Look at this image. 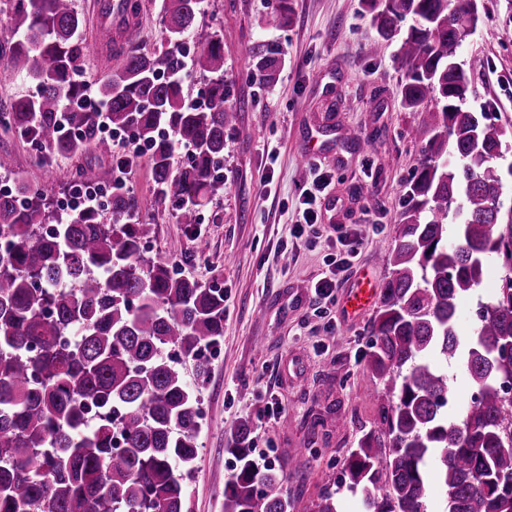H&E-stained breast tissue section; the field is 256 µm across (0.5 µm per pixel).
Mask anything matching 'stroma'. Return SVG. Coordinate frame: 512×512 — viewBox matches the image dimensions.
Listing matches in <instances>:
<instances>
[{"label": "stroma", "mask_w": 512, "mask_h": 512, "mask_svg": "<svg viewBox=\"0 0 512 512\" xmlns=\"http://www.w3.org/2000/svg\"><path fill=\"white\" fill-rule=\"evenodd\" d=\"M277 4L204 0L197 20L196 39L216 33L224 41V82L238 109L216 171L223 193L201 207L197 223L183 224L173 207L154 206L146 155L134 158L127 186L154 226L145 256L224 291V336L206 353L208 379L198 392L202 419L190 512H224V485L237 468L231 449L244 421L257 452L285 469L294 512H314L327 490L337 491L340 512H365L363 492L342 486L341 478L344 458L388 401L366 363L375 313L347 320L340 301L314 299L311 286L336 255L337 225L355 223L363 225L366 244L353 266L385 286L384 252L394 245L418 165L409 130L420 115L403 105V73L392 62L396 43L370 52L376 31L361 0H290L292 21L281 29L266 25ZM478 6L477 28L459 51L473 78L468 105L490 108L510 129L512 0H478ZM10 40L0 22V113L35 90L7 70ZM259 40L285 53L270 87L250 72L248 50ZM348 128L360 130V143L344 140ZM123 152L117 140L106 155L91 149L48 156L0 130V177L21 174L58 200L88 177L108 185ZM318 174L329 182L318 221L296 233L303 193ZM505 274L499 262L487 260L481 288L458 307L461 338L473 334L479 300L494 294ZM271 402L279 404V417L266 415ZM311 441L318 449L311 467L288 471Z\"/></svg>", "instance_id": "1"}]
</instances>
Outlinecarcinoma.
Masks as SVG:
<instances>
[{
	"instance_id": "cac0c4a2",
	"label": "carcinoma",
	"mask_w": 512,
	"mask_h": 512,
	"mask_svg": "<svg viewBox=\"0 0 512 512\" xmlns=\"http://www.w3.org/2000/svg\"><path fill=\"white\" fill-rule=\"evenodd\" d=\"M362 4L378 35L371 51L398 44L393 62L404 71L405 108L421 114L412 139L422 150L371 325L367 368L389 402L345 457L344 483L365 492L367 512H427L434 479L446 512H512V352L500 346L512 336V221L502 223L495 206L503 174L494 157L508 130L494 113L467 107L472 78L458 55L478 6ZM162 13L165 50L127 56L96 96L112 131L133 133L149 151L155 203L194 224L223 188L213 172L236 108L217 34L197 44L189 64L206 78V103L184 105L185 54L202 0H163ZM0 15L16 37L6 66L36 85L11 102V131L52 153L86 144L110 151L97 137L99 113L62 111L87 89L88 48L72 0H0ZM249 54L256 77L274 85L283 51L257 41ZM63 112L79 139L61 136ZM184 146L191 160L177 167ZM51 207L38 189L0 192V512H186L200 412L177 360L207 378L200 353L224 335V290L145 259L153 224L136 218L138 201L126 192L67 220ZM491 254L509 274L478 303L477 328L462 340L459 301L481 286ZM433 355L459 362L477 391L455 421ZM250 434L241 423L224 512H292L285 476L255 461Z\"/></svg>"
}]
</instances>
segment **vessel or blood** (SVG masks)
Here are the masks:
<instances>
[{
	"mask_svg": "<svg viewBox=\"0 0 512 512\" xmlns=\"http://www.w3.org/2000/svg\"><path fill=\"white\" fill-rule=\"evenodd\" d=\"M89 13L94 54L104 59L120 56L131 34L139 28V19L132 14L128 0H90ZM376 296L373 282L360 276L343 298L346 316L357 317L373 305Z\"/></svg>",
	"mask_w": 512,
	"mask_h": 512,
	"instance_id": "vessel-or-blood-1",
	"label": "vessel or blood"
}]
</instances>
